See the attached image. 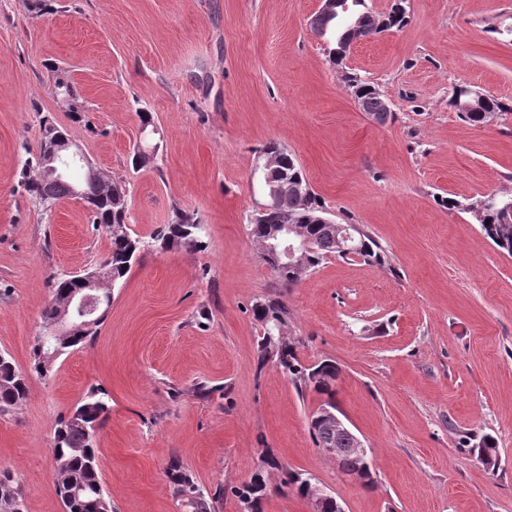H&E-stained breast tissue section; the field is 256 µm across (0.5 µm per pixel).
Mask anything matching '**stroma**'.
I'll return each instance as SVG.
<instances>
[{"label":"stroma","mask_w":512,"mask_h":512,"mask_svg":"<svg viewBox=\"0 0 512 512\" xmlns=\"http://www.w3.org/2000/svg\"><path fill=\"white\" fill-rule=\"evenodd\" d=\"M47 2L36 13L0 0V351L28 370L52 277L110 249L74 200L47 214L19 187L41 117L125 185L132 234L150 238L181 210L207 236L197 250L138 255L96 338L50 378L31 377L24 405L0 417V470L19 481L25 512H63L49 447L93 385L110 398L94 446L116 512H186L174 459L208 493L263 474V512L310 510L282 468L345 512H512V257L473 211L512 196V0H406L402 29L357 41L339 64L310 28L319 0ZM59 71L77 112L59 100ZM352 75L388 100L386 123L359 108ZM459 86L503 111L471 125L450 103ZM272 140L387 266L332 257L294 287L277 282L248 234ZM271 298L288 306L300 361L339 367L336 401L367 448L371 485L342 478L316 447L321 395L259 361L252 306ZM487 436L493 472L472 451Z\"/></svg>","instance_id":"35a3bbf8"}]
</instances>
